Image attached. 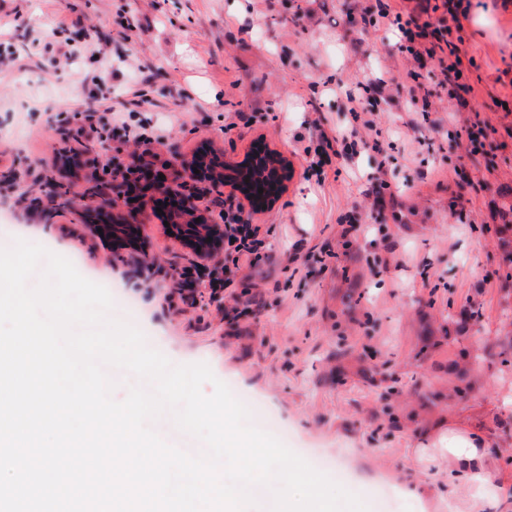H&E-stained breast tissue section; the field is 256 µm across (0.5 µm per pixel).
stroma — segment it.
Listing matches in <instances>:
<instances>
[{
  "label": "stroma",
  "mask_w": 512,
  "mask_h": 512,
  "mask_svg": "<svg viewBox=\"0 0 512 512\" xmlns=\"http://www.w3.org/2000/svg\"><path fill=\"white\" fill-rule=\"evenodd\" d=\"M470 2L461 49L475 59L474 107L496 132L466 158L449 138L460 113L410 102L393 28L349 17L353 0H0V23L16 28L0 50V125L15 129L0 137V248L79 253L83 277L108 276L114 301L134 302L155 350L262 399L288 447L337 464L367 512H389L381 484L404 512H483L452 458L434 453L451 429L491 446L512 512V0ZM61 18L73 22L63 54L49 49ZM147 75L157 108L141 118L163 134L147 166L177 153L241 166L257 145L291 166L274 204L244 210L268 257L231 270L226 297L171 277L196 256L152 208L134 240L91 231L111 217L92 184L142 149L103 107L95 122L109 141L81 139L83 111ZM377 77L392 94L376 108L379 150L332 158L316 176L319 130L352 124L337 81ZM56 183L89 204L80 223L50 205ZM350 216L361 228L347 237ZM373 365L381 374L365 379Z\"/></svg>",
  "instance_id": "stroma-1"
}]
</instances>
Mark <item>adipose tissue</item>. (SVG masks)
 <instances>
[{
  "mask_svg": "<svg viewBox=\"0 0 512 512\" xmlns=\"http://www.w3.org/2000/svg\"><path fill=\"white\" fill-rule=\"evenodd\" d=\"M442 450L453 458L458 479L472 489L474 497L488 512H496L505 490L491 474L492 451L485 442L452 431Z\"/></svg>",
  "mask_w": 512,
  "mask_h": 512,
  "instance_id": "obj_1",
  "label": "adipose tissue"
}]
</instances>
